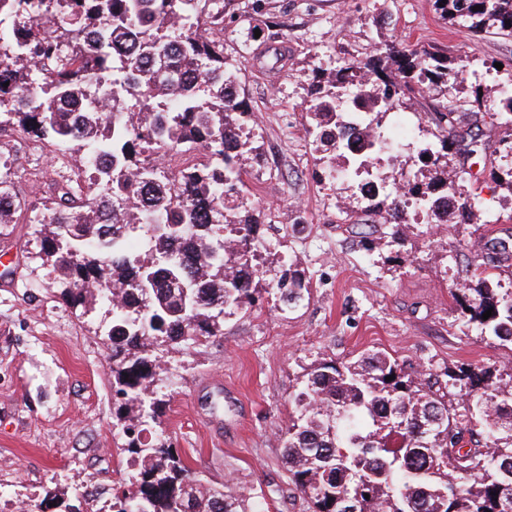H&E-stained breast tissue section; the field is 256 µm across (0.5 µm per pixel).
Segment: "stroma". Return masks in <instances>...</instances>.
I'll return each mask as SVG.
<instances>
[{"label": "stroma", "mask_w": 512, "mask_h": 512, "mask_svg": "<svg viewBox=\"0 0 512 512\" xmlns=\"http://www.w3.org/2000/svg\"><path fill=\"white\" fill-rule=\"evenodd\" d=\"M219 30L263 141L245 183L267 244L297 263L308 292L288 309L263 294L225 319L222 337L168 353L167 402L143 437L169 438L205 482L231 483L263 512H313L288 478L282 448L311 364L382 351L407 370H431L442 385L464 363L512 370V345L482 334L451 296L469 287L476 256L512 248V196L490 176L491 166H512L497 151L512 123L471 105L475 88H496L512 71V39L450 24L433 0H234ZM390 41L503 66L464 74L443 96L402 109L431 129L440 106L452 105L481 149L456 158L465 169L456 188L471 198L472 222L452 212L440 232L410 225L402 246L380 238L378 216L359 211L344 221L343 200L314 176L319 152L303 110L321 59L362 61ZM57 156L14 132L0 138V179L18 191L17 222L0 229V497L24 512H65L80 489L101 485L97 506L110 512L111 490L133 472L112 427L106 344L96 332L106 312L91 318L67 307L37 257L47 187L74 171ZM52 489L59 503L47 499Z\"/></svg>", "instance_id": "stroma-1"}]
</instances>
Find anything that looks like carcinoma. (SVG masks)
I'll return each mask as SVG.
<instances>
[{
	"instance_id": "carcinoma-1",
	"label": "carcinoma",
	"mask_w": 512,
	"mask_h": 512,
	"mask_svg": "<svg viewBox=\"0 0 512 512\" xmlns=\"http://www.w3.org/2000/svg\"><path fill=\"white\" fill-rule=\"evenodd\" d=\"M231 0H0V125L47 141L80 164V184L49 186L40 222L41 265L70 308L112 314L115 405L112 426L126 438L137 473L112 498L142 512H255L230 486L213 487L166 438L141 434L157 422L168 376L158 351H182L224 335V319L258 300L263 287L285 306L307 289L294 264H257L267 250L243 180L262 158L253 113L235 88L224 39L213 28ZM436 13L474 34L512 37V0H433ZM455 66L432 47L390 42L364 62L328 56L312 69L304 111L322 148L324 173L336 160L348 186L373 166L387 114L448 86ZM372 114L356 155L343 113ZM454 109L444 106L411 157L415 171L365 199L405 244L404 196L423 204L422 222L446 212L435 200L456 191L448 154L458 143ZM159 151L200 150L205 162L176 172L153 166ZM429 160H423L424 156ZM477 285L458 309L481 333L512 343V293ZM492 316L483 319L487 310ZM394 376L391 381L388 376ZM463 411L422 372L381 352L359 361L322 360L302 375L298 409L283 437L290 479L314 512H512V372L462 365L447 372ZM370 498H365V495Z\"/></svg>"
}]
</instances>
